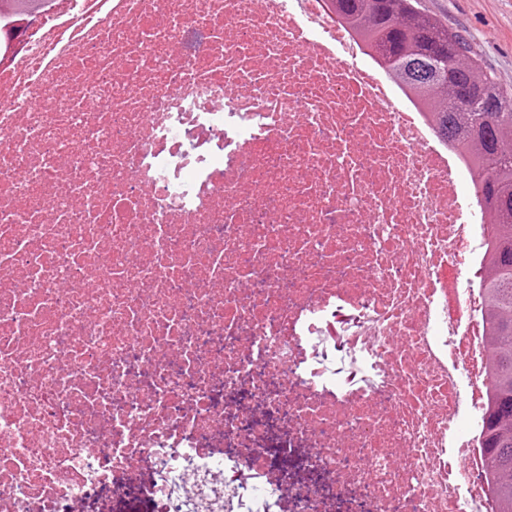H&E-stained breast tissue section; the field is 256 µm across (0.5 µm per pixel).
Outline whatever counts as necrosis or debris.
<instances>
[{"label": "necrosis or debris", "instance_id": "4bbe7bcc", "mask_svg": "<svg viewBox=\"0 0 512 512\" xmlns=\"http://www.w3.org/2000/svg\"><path fill=\"white\" fill-rule=\"evenodd\" d=\"M20 21L0 14V512H81L119 476L153 512H494L466 160L326 0ZM267 413L311 480L269 461Z\"/></svg>", "mask_w": 512, "mask_h": 512}]
</instances>
